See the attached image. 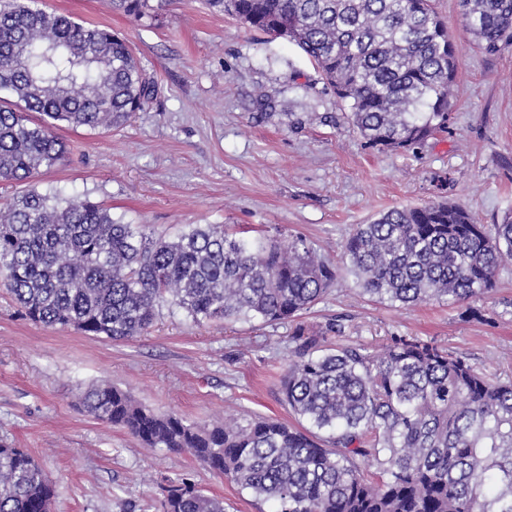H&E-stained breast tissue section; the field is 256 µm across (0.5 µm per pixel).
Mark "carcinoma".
I'll return each instance as SVG.
<instances>
[{
	"label": "carcinoma",
	"mask_w": 512,
	"mask_h": 512,
	"mask_svg": "<svg viewBox=\"0 0 512 512\" xmlns=\"http://www.w3.org/2000/svg\"><path fill=\"white\" fill-rule=\"evenodd\" d=\"M216 12L296 45L346 105L367 147L408 152L448 129L459 71L432 0H207ZM464 28L487 53L512 45V0H460ZM138 19L152 0H112ZM0 180L60 162L55 129L111 130L155 94L129 41L0 0ZM39 114L33 121L29 114ZM359 291L391 305L472 302L512 262V217L488 227L444 201L392 208L358 224L344 247ZM337 270L290 236L245 238L219 224L170 240L112 218L88 198L31 189L0 205V283L29 320L113 341L143 335L170 303L195 323H295L284 399L301 425L244 418L197 427L158 416L112 386L86 411L147 448L188 452L275 512H512V379L412 336L380 351L329 342L300 316ZM53 484L22 448L0 445V512H51ZM163 512H224L188 478L164 487Z\"/></svg>",
	"instance_id": "cac0c4a2"
}]
</instances>
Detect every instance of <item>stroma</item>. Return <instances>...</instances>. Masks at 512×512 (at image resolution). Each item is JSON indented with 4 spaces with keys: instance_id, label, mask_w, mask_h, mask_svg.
I'll list each match as a JSON object with an SVG mask.
<instances>
[{
    "instance_id": "35a3bbf8",
    "label": "stroma",
    "mask_w": 512,
    "mask_h": 512,
    "mask_svg": "<svg viewBox=\"0 0 512 512\" xmlns=\"http://www.w3.org/2000/svg\"><path fill=\"white\" fill-rule=\"evenodd\" d=\"M47 11L124 35L156 83L130 124L59 128L65 158L32 180H0V201L29 189L100 202L113 219L169 239L198 224L238 235H299L338 277L302 317L342 327L345 344L413 336L512 378V265L477 300L484 320L445 302L390 306L363 298L343 269L354 225L428 201L459 204L480 223L512 212V46L488 54L463 29L458 0H436L460 59L447 133L417 152L365 146L316 65L295 45L244 27L204 0H169L151 19L110 0H43ZM290 322L199 325L163 305L150 331L126 342L22 316L0 288V444L26 449L53 481V512H162L168 480L190 477L225 512L271 505L186 452L147 448L81 405L108 384L158 414L199 425L225 417L297 420L283 401Z\"/></svg>"
}]
</instances>
